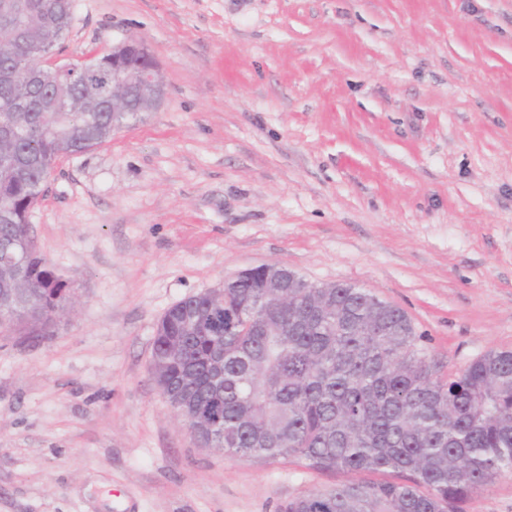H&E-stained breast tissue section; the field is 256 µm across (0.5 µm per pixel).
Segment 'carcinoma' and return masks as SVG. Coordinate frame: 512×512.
<instances>
[{
  "instance_id": "cac0c4a2",
  "label": "carcinoma",
  "mask_w": 512,
  "mask_h": 512,
  "mask_svg": "<svg viewBox=\"0 0 512 512\" xmlns=\"http://www.w3.org/2000/svg\"><path fill=\"white\" fill-rule=\"evenodd\" d=\"M26 40L0 28V70L28 67L25 47L57 44L74 0H27ZM60 90L69 112L44 108ZM99 112L95 92L63 76L28 87L0 78V299L22 312L4 331L45 334L69 282L33 246L28 216L55 160L112 138L151 106ZM262 271L188 296L158 321L152 376L194 438L239 459L290 458L315 471L394 480L312 490L285 512H463L512 472V351L490 350L442 377L400 308L364 288H289Z\"/></svg>"
}]
</instances>
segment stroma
Wrapping results in <instances>:
<instances>
[{"label":"stroma","instance_id":"35a3bbf8","mask_svg":"<svg viewBox=\"0 0 512 512\" xmlns=\"http://www.w3.org/2000/svg\"><path fill=\"white\" fill-rule=\"evenodd\" d=\"M130 38L162 99L30 213L77 292L0 335V512H281L353 474L199 446L157 321L277 264L403 309L440 374L512 350V0H74L56 59ZM464 512H512V475Z\"/></svg>","mask_w":512,"mask_h":512}]
</instances>
